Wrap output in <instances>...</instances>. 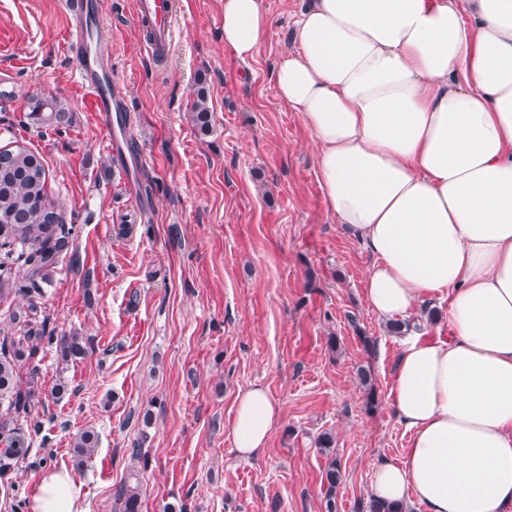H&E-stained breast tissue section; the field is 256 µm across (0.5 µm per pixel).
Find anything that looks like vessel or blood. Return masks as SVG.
<instances>
[{"instance_id":"b4317fda","label":"vessel or blood","mask_w":512,"mask_h":512,"mask_svg":"<svg viewBox=\"0 0 512 512\" xmlns=\"http://www.w3.org/2000/svg\"><path fill=\"white\" fill-rule=\"evenodd\" d=\"M173 0H139L138 20L148 23L153 33L147 46L154 52L166 48L171 39L169 17ZM95 6L92 0H73L71 10L76 18L72 29L75 46L81 57L75 79L83 91L90 109L97 112L104 125H111L114 115H125L126 104L112 85V63L98 56L90 38L87 19Z\"/></svg>"}]
</instances>
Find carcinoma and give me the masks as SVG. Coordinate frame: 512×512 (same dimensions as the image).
Listing matches in <instances>:
<instances>
[{
  "label": "carcinoma",
  "mask_w": 512,
  "mask_h": 512,
  "mask_svg": "<svg viewBox=\"0 0 512 512\" xmlns=\"http://www.w3.org/2000/svg\"><path fill=\"white\" fill-rule=\"evenodd\" d=\"M32 114L44 124H58L66 117L65 108L54 99H37ZM55 209L46 191V170L39 157L24 148L0 151V299L13 291V275L24 272L32 283L49 279L50 267L68 251L72 228L64 224L61 214L56 222L46 223L44 208ZM38 302L29 299L27 309L12 312L11 320L20 325L15 336L0 339V484L15 490L7 477L13 462L25 459L29 444L19 418L29 419L34 433L42 422L30 418L32 412L45 407L44 392L30 372L22 388L15 381L16 363L34 357L43 344L54 347L65 365L81 360L91 350L89 339L77 333H56L48 328V318L37 321ZM98 435L90 428L74 437V469H83L98 448ZM341 480L340 462L333 458L325 472L327 490L325 512H336V490ZM118 512H141V496L136 484H123L116 493ZM363 512H409L406 504L370 498Z\"/></svg>",
  "instance_id": "obj_1"
}]
</instances>
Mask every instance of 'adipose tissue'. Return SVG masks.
<instances>
[{
    "instance_id": "adipose-tissue-1",
    "label": "adipose tissue",
    "mask_w": 512,
    "mask_h": 512,
    "mask_svg": "<svg viewBox=\"0 0 512 512\" xmlns=\"http://www.w3.org/2000/svg\"><path fill=\"white\" fill-rule=\"evenodd\" d=\"M261 0H224V46L254 58ZM277 94L312 132L324 198L369 251L380 320L447 300L450 341L400 339L387 396L406 459L377 463L374 497L425 512H512V0H307ZM279 406L254 385L230 431L267 446ZM30 512H85L82 485L44 470Z\"/></svg>"
}]
</instances>
